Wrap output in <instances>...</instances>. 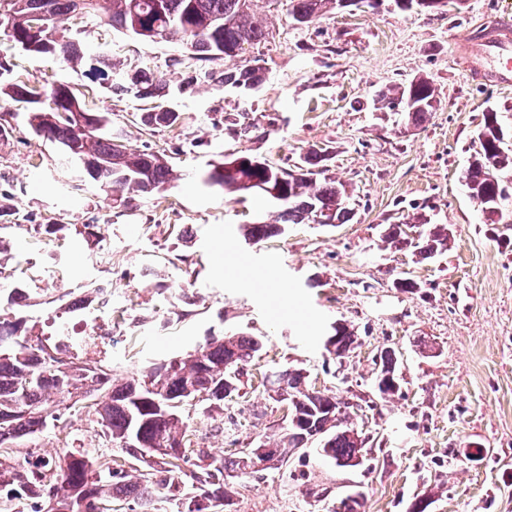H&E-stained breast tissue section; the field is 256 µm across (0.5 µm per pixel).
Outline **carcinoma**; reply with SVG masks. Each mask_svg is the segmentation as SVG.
Listing matches in <instances>:
<instances>
[{"instance_id": "obj_1", "label": "carcinoma", "mask_w": 512, "mask_h": 512, "mask_svg": "<svg viewBox=\"0 0 512 512\" xmlns=\"http://www.w3.org/2000/svg\"><path fill=\"white\" fill-rule=\"evenodd\" d=\"M255 0H49L52 5L51 27L60 34L51 55L66 62L83 57L80 43L72 29L61 27L64 16L83 24L110 26L115 30L145 37L143 31L155 32L163 41L186 45L194 59L236 58L267 39L255 21ZM36 0H0V27L10 30L12 40L31 38L27 16ZM288 16L298 24L310 23L324 13L343 7V0H287ZM112 51L99 47L93 70L109 77ZM205 77L224 85L250 90L263 83L258 65H247L236 73ZM139 98L159 101L143 117L150 129H168L180 121V113L165 110L162 99L165 85L144 71H136ZM37 95L42 105L32 109L34 119L43 128V138L58 144L66 162L78 164L99 186L112 191L113 200L127 206L135 196L157 189L172 179L173 168L165 154L149 147L133 148L122 132L112 127L109 113L96 104L74 96L83 122L98 127L91 136L81 132L75 111L55 107L66 99L60 85H31L15 78L0 82V100L21 103ZM407 124L420 127L436 110V88L427 77L419 76L408 84H396L378 95L382 112H393L401 103ZM259 125L242 112L228 118L224 131L238 140H250ZM479 148L469 164L465 179L469 195L479 202L492 224L502 221L499 201L504 190L498 176L512 172V131L506 130L494 111L484 114L479 130ZM333 158L332 147H313L300 161L279 165L247 153L232 154L212 165L202 175V183L227 193L260 194L274 199L279 193L278 213L270 222L242 225L244 240L259 242L284 230L286 224H318L335 227L348 220L350 199L346 187L332 179L318 180L328 172ZM416 213L401 215L386 225L384 237L390 245L413 248L425 259L448 250L452 230L446 224H432L426 211L429 203L415 206ZM22 319L0 314V512H37L32 502L49 499L48 512H82L73 493L87 497L94 508L88 512H119L114 502L137 501L143 509L159 499L174 502L177 512H223L232 497L224 473H246L242 456L233 452L214 457L191 445L184 428L183 413L192 408L185 399L186 386L194 384L204 394L199 404L217 405L225 400L228 371L248 366L263 348L262 341L245 334L209 338L193 355L175 356L168 363L151 367L120 384L112 381L111 369L99 362L79 358L71 346L52 342L45 336L28 335L21 330ZM333 334L325 344L328 353L341 361L356 348L355 334L344 323L332 325ZM376 382L385 385L383 397L402 395L397 372V357L389 347L375 359ZM302 368L270 369L262 373L261 384L269 397L284 398L288 404V427L268 438L281 462L290 460L295 451L310 440L322 441L323 456L331 462H349L364 456L369 436L349 423L350 410L361 404L336 392L325 393L308 384ZM90 398L106 393L108 402L96 404L94 413L118 453L99 455L85 448H71L50 460L27 462L15 467L6 463L13 453L9 442L33 435L45 427L48 411L53 407L76 409L75 391ZM138 447H127L130 434ZM148 448H167L169 453L158 460L144 461L140 452ZM142 461L139 469L128 471L123 460Z\"/></svg>"}]
</instances>
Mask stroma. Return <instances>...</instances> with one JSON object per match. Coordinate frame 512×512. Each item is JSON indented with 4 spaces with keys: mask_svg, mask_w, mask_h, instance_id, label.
Instances as JSON below:
<instances>
[{
    "mask_svg": "<svg viewBox=\"0 0 512 512\" xmlns=\"http://www.w3.org/2000/svg\"><path fill=\"white\" fill-rule=\"evenodd\" d=\"M512 16V0H467L456 20L438 12H403L384 0L295 23L284 0H264L255 21L268 34L247 51L264 69L259 91L242 95L214 85L207 72L241 66L238 58L201 62L179 42H150L113 29L79 34L80 64L12 50L24 78L64 82L110 112L131 145L166 154L178 178L115 206L110 191L59 165L57 144L36 137L18 114L0 146V238L6 279L0 312L26 317L33 334L58 325L81 336L90 321L111 334L81 356L109 365L115 378L194 350L207 336L245 333L265 349L247 368L246 395L205 412L184 414L194 447L218 454L250 448L286 427L283 404L269 398L260 374L269 366L302 368L318 390L352 391L364 403L352 421L374 439L364 466L344 469L309 443L262 477L232 473L226 512H330L355 484L364 512H512V246H506L465 185L473 143L487 110L512 129V86L474 79L488 69L481 39ZM120 64L111 79L94 74L100 42ZM245 57V58H246ZM145 70L162 80L181 115L177 127L151 131L141 116L152 103L115 95L108 81ZM423 75L438 96L424 127L398 133L393 115L372 110L380 91ZM249 112L262 137L237 141L227 114ZM331 146L328 175L352 192V214L335 226L291 224L251 244L240 227L267 219L273 202L205 187L201 174L222 155L245 151L275 163L298 161L313 146ZM435 205L434 221L451 225L443 255L422 259L382 238L384 225L410 204ZM63 224L64 237L40 232ZM92 224L86 240L75 226ZM413 278L417 289L394 288ZM112 307L97 305L100 283ZM348 324L358 346L344 361L324 342L332 323ZM396 350L404 384L381 399L377 350ZM94 413L68 415L64 428L15 440L23 465L29 450L106 448ZM483 460L467 457L476 447Z\"/></svg>",
    "mask_w": 512,
    "mask_h": 512,
    "instance_id": "obj_1",
    "label": "stroma"
}]
</instances>
